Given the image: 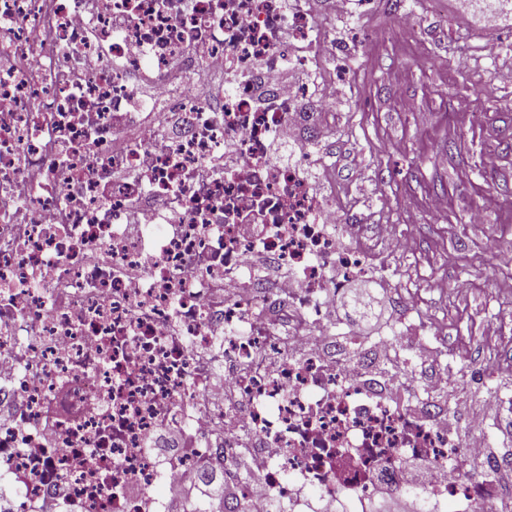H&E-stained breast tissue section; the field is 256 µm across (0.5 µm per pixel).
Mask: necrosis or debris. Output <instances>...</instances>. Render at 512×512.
Returning a JSON list of instances; mask_svg holds the SVG:
<instances>
[{"label": "necrosis or debris", "mask_w": 512, "mask_h": 512, "mask_svg": "<svg viewBox=\"0 0 512 512\" xmlns=\"http://www.w3.org/2000/svg\"><path fill=\"white\" fill-rule=\"evenodd\" d=\"M316 2L0 0V512H172L207 473L248 512H366L383 483L512 512L457 429L470 374L403 360L418 317L332 334L391 273L315 192L318 144L270 154L334 104L281 79L321 73ZM363 285L360 280L351 284L344 300L336 303V319H343L354 310H369L372 319L354 327L355 331L362 336H379L393 322V309L384 291L370 295Z\"/></svg>", "instance_id": "necrosis-or-debris-1"}]
</instances>
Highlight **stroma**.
Segmentation results:
<instances>
[{"label": "stroma", "mask_w": 512, "mask_h": 512, "mask_svg": "<svg viewBox=\"0 0 512 512\" xmlns=\"http://www.w3.org/2000/svg\"><path fill=\"white\" fill-rule=\"evenodd\" d=\"M412 37L394 30L399 15ZM320 23L337 50L322 62L336 83L333 111L316 130L332 167L330 190L352 207L368 239L376 227L407 230L411 250L390 251L404 309L420 301L429 333L465 364H484V330L512 305V14L489 17L463 0H358ZM448 206L430 213V195Z\"/></svg>", "instance_id": "35a3bbf8"}]
</instances>
